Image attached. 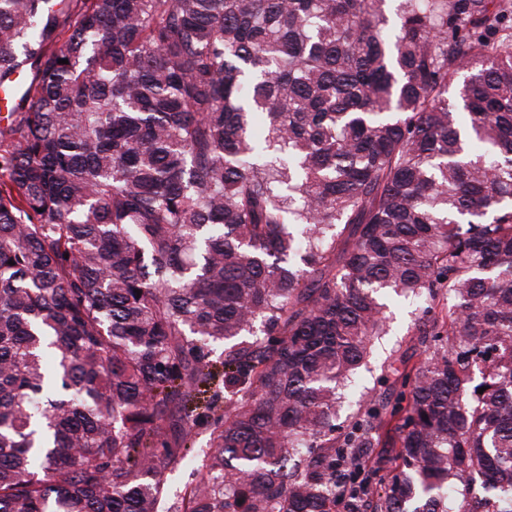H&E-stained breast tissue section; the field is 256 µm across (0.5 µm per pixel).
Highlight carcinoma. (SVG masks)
I'll use <instances>...</instances> for the list:
<instances>
[{
  "label": "carcinoma",
  "mask_w": 512,
  "mask_h": 512,
  "mask_svg": "<svg viewBox=\"0 0 512 512\" xmlns=\"http://www.w3.org/2000/svg\"><path fill=\"white\" fill-rule=\"evenodd\" d=\"M386 2L0 0V512H512V0ZM422 305L413 299L393 297L388 302L387 314L390 316L391 331L388 336H383L376 342L372 354L369 357L367 368L362 370L360 380L352 391L350 402L345 407L344 415L351 413L356 408V403L365 395L379 394L384 388L380 383L381 365L392 356H400L406 353L410 357L416 337L417 321L421 314Z\"/></svg>",
  "instance_id": "obj_1"
}]
</instances>
